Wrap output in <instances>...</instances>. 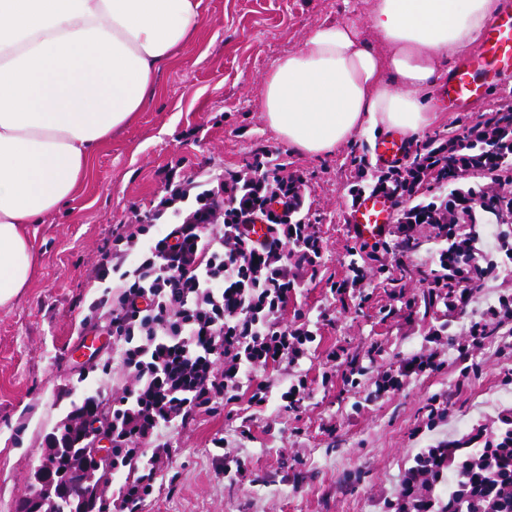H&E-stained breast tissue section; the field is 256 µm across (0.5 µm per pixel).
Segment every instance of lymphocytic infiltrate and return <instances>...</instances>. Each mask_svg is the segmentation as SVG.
I'll return each mask as SVG.
<instances>
[{
  "mask_svg": "<svg viewBox=\"0 0 512 512\" xmlns=\"http://www.w3.org/2000/svg\"><path fill=\"white\" fill-rule=\"evenodd\" d=\"M419 188L414 181L395 193L397 224L392 242L381 250L395 260L380 263L379 270L402 267L418 229L430 225L441 249L434 268L421 278V303L454 313L481 292L486 254L477 246L474 225L404 207ZM177 199L186 200V208L172 209ZM160 207L172 209L173 219L158 237H149L145 224L116 233L95 267L96 282L106 291L118 286L119 293H105L89 309L107 310L132 383L111 406L94 402L72 416L82 432L98 423L112 444L116 469L134 466L142 443L154 440L149 467L118 488L124 512H138L168 465L171 448L160 437L162 429L220 402L231 405L244 397L252 406L267 404L272 387L266 369L300 363L317 339L302 310H295L291 323L280 320L289 298L303 288L304 273L316 271L323 250L312 225L299 218L301 188L283 168L271 171L258 160L214 187L190 179L172 188ZM253 224L267 225L263 239L249 237ZM510 325L512 299L502 296L470 318L465 340L456 345L459 360L468 361L482 340ZM442 333L439 327L429 330L419 351L379 372L370 398L441 371Z\"/></svg>",
  "mask_w": 512,
  "mask_h": 512,
  "instance_id": "f902f5d3",
  "label": "lymphocytic infiltrate"
}]
</instances>
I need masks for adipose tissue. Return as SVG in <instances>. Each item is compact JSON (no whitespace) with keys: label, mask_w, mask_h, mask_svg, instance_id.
Returning <instances> with one entry per match:
<instances>
[{"label":"adipose tissue","mask_w":512,"mask_h":512,"mask_svg":"<svg viewBox=\"0 0 512 512\" xmlns=\"http://www.w3.org/2000/svg\"><path fill=\"white\" fill-rule=\"evenodd\" d=\"M503 0H367L326 21L262 77L259 110L295 152L332 155L358 132L416 135L434 89L471 57ZM202 0H0V308L34 279L25 230L72 198L155 78L198 38Z\"/></svg>","instance_id":"1"}]
</instances>
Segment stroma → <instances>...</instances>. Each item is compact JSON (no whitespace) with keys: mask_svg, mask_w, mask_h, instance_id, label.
I'll return each mask as SVG.
<instances>
[{"mask_svg":"<svg viewBox=\"0 0 512 512\" xmlns=\"http://www.w3.org/2000/svg\"><path fill=\"white\" fill-rule=\"evenodd\" d=\"M364 8V0H203L206 24L161 71L153 103L102 145L67 207L28 225L40 267L29 288L0 309V512H19L29 498L47 437L74 405L89 394L111 402L128 382L107 317L88 310L101 294L88 273L111 245L113 229L149 219L172 185L247 170L262 149L270 165H284L304 184L300 216L324 244L317 274L283 315L292 320L298 308L327 313L318 324L320 342L301 365L267 371L273 388L303 375L312 393L293 411L274 400L251 408L218 403L164 432L172 463L138 512H389L387 502L420 449L442 438L482 447L484 429H501V415L512 414V353L492 339L474 350L475 372L462 374L456 361V344L485 297L512 295V272L489 268L482 299L453 320L433 308L409 313L405 302L421 293L420 273L436 259L434 233L425 225L405 267L368 271V299L333 293L332 285L351 275L355 240L345 209L374 139L360 133L331 156L308 157L280 140L259 110L260 80L277 54L300 48L312 26L360 19ZM504 103L512 104V79L466 111L443 108L430 127L408 137V148L464 134ZM443 321L444 369L367 401L379 367L419 350L429 328ZM89 333L99 336V349L84 356L76 347ZM337 347L362 362L368 350L380 349L358 388L338 375L323 381L326 355ZM446 390L450 416L426 430L428 402ZM219 438L224 448L214 447ZM229 456L246 461V480L225 479Z\"/></svg>","mask_w":512,"mask_h":512,"instance_id":"35a3bbf8","label":"stroma"}]
</instances>
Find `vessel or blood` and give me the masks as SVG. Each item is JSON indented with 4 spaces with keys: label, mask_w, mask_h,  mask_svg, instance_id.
<instances>
[{
    "label": "vessel or blood",
    "mask_w": 512,
    "mask_h": 512,
    "mask_svg": "<svg viewBox=\"0 0 512 512\" xmlns=\"http://www.w3.org/2000/svg\"><path fill=\"white\" fill-rule=\"evenodd\" d=\"M484 51L455 67L452 78L442 84L441 99L461 107L483 97L491 87L512 77V0L484 33ZM406 138L388 133L378 138L374 158L381 167H393L406 159ZM395 201L381 190L363 192L348 207L345 222L353 236L362 242L376 241L388 231Z\"/></svg>",
    "instance_id": "vessel-or-blood-1"
}]
</instances>
